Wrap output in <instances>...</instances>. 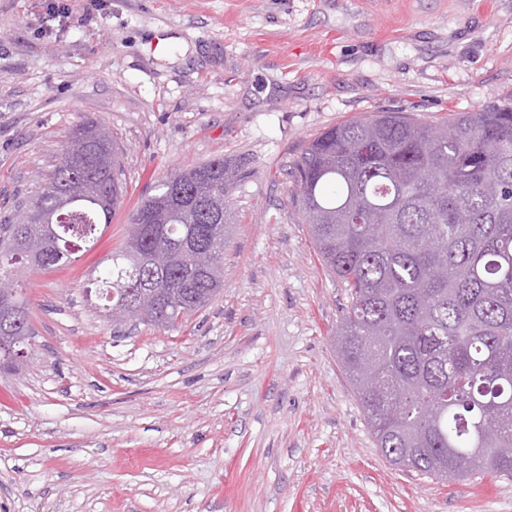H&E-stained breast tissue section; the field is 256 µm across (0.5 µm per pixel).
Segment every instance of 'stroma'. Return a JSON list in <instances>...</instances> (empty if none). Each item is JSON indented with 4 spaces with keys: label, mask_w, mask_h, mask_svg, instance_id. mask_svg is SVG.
<instances>
[{
    "label": "stroma",
    "mask_w": 512,
    "mask_h": 512,
    "mask_svg": "<svg viewBox=\"0 0 512 512\" xmlns=\"http://www.w3.org/2000/svg\"><path fill=\"white\" fill-rule=\"evenodd\" d=\"M0 0V220L72 127L122 150L123 204L68 266L24 275L34 336L0 369V512H512V475L442 483L378 451L334 345L348 302L290 199L316 135L436 125L512 96V0ZM238 164L224 284L114 337L85 288L161 178Z\"/></svg>",
    "instance_id": "1"
}]
</instances>
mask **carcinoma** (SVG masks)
Returning a JSON list of instances; mask_svg holds the SVG:
<instances>
[{"mask_svg":"<svg viewBox=\"0 0 512 512\" xmlns=\"http://www.w3.org/2000/svg\"><path fill=\"white\" fill-rule=\"evenodd\" d=\"M293 201L349 306L336 349L392 465L447 480L512 473V101L424 125L377 112L323 131L294 168ZM235 165L222 157L170 172L137 205L126 240L91 282L102 299L160 289L144 323L174 327L223 282L224 233ZM78 196L42 240L57 194ZM119 148L101 123L72 129L36 200L0 224V271L66 266L124 201ZM209 252L199 269L195 239ZM162 274L137 267L154 250ZM15 300L1 336H33Z\"/></svg>","mask_w":512,"mask_h":512,"instance_id":"carcinoma-1","label":"carcinoma"}]
</instances>
